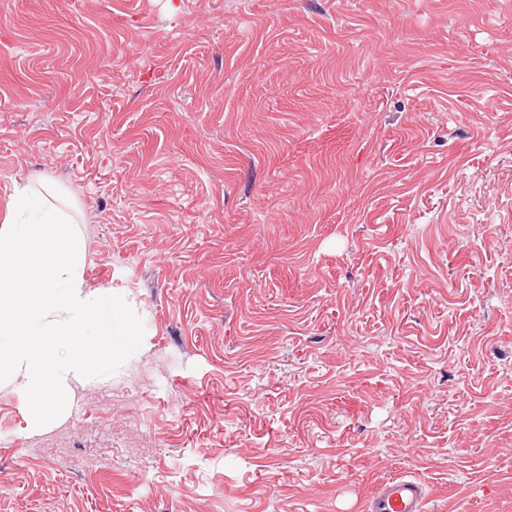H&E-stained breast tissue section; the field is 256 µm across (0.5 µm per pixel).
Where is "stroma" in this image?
<instances>
[{"instance_id":"1","label":"stroma","mask_w":512,"mask_h":512,"mask_svg":"<svg viewBox=\"0 0 512 512\" xmlns=\"http://www.w3.org/2000/svg\"><path fill=\"white\" fill-rule=\"evenodd\" d=\"M45 179L147 350L0 385V512H512L503 0H0V221ZM428 492L425 484L412 475H401L380 484L367 498V512H423Z\"/></svg>"}]
</instances>
